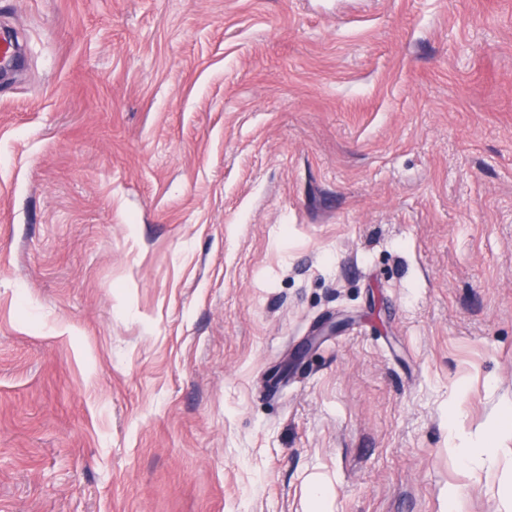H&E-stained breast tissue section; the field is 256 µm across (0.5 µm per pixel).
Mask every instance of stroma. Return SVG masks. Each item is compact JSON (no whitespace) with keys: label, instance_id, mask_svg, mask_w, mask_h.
Returning <instances> with one entry per match:
<instances>
[{"label":"stroma","instance_id":"obj_1","mask_svg":"<svg viewBox=\"0 0 512 512\" xmlns=\"http://www.w3.org/2000/svg\"><path fill=\"white\" fill-rule=\"evenodd\" d=\"M0 512H505L512 0H0ZM511 410L507 409L495 417L486 433L460 445H453L461 455L470 461H490L496 450V444L508 435H512Z\"/></svg>","mask_w":512,"mask_h":512}]
</instances>
